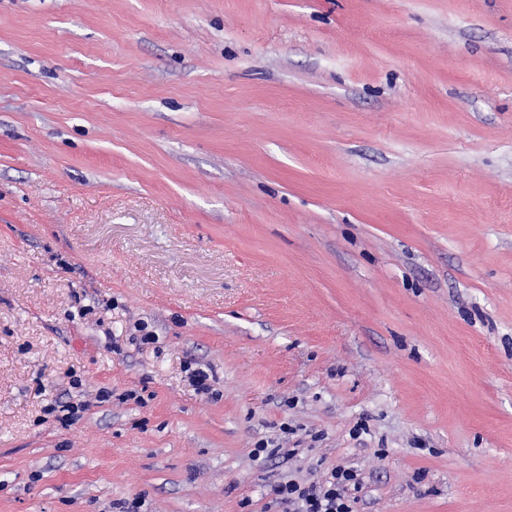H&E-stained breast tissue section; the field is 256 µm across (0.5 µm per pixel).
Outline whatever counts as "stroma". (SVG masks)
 <instances>
[{
    "label": "stroma",
    "instance_id": "obj_1",
    "mask_svg": "<svg viewBox=\"0 0 512 512\" xmlns=\"http://www.w3.org/2000/svg\"><path fill=\"white\" fill-rule=\"evenodd\" d=\"M338 465L512 512V0H0V512Z\"/></svg>",
    "mask_w": 512,
    "mask_h": 512
}]
</instances>
